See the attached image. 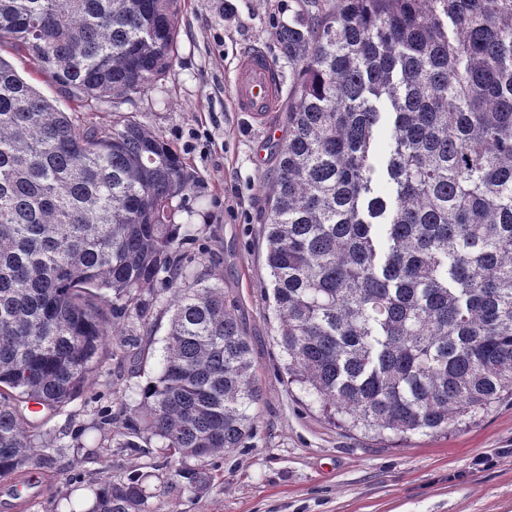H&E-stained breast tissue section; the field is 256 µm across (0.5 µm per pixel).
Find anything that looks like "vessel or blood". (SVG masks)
<instances>
[{
    "instance_id": "1",
    "label": "vessel or blood",
    "mask_w": 512,
    "mask_h": 512,
    "mask_svg": "<svg viewBox=\"0 0 512 512\" xmlns=\"http://www.w3.org/2000/svg\"><path fill=\"white\" fill-rule=\"evenodd\" d=\"M281 86L280 74L268 55L260 50L238 64L233 88L235 111L246 112L258 121L266 120Z\"/></svg>"
}]
</instances>
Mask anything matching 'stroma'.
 Here are the masks:
<instances>
[{"mask_svg":"<svg viewBox=\"0 0 512 512\" xmlns=\"http://www.w3.org/2000/svg\"><path fill=\"white\" fill-rule=\"evenodd\" d=\"M306 13L307 0H181L171 68L125 106L186 164L190 201L178 221L196 225L200 245L215 253L209 271L238 305L262 387L254 437L219 460L208 491L165 490L155 500L158 512H512V402L445 433L368 437L329 423L281 377L285 357L265 297L259 184L273 169L271 149L283 135L288 94L280 92L261 128L235 111L231 90L238 62L258 47L290 81L274 32ZM8 58L61 111L85 124H111V103L80 109L21 55ZM149 377L134 355L103 363L66 413L44 427L48 440L65 447L58 474L26 506L0 489V512H70L103 475L144 473L157 485L159 458L100 448L90 430L98 409L116 407L123 389Z\"/></svg>","mask_w":512,"mask_h":512,"instance_id":"1","label":"stroma"}]
</instances>
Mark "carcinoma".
<instances>
[{"instance_id": "carcinoma-1", "label": "carcinoma", "mask_w": 512, "mask_h": 512, "mask_svg": "<svg viewBox=\"0 0 512 512\" xmlns=\"http://www.w3.org/2000/svg\"><path fill=\"white\" fill-rule=\"evenodd\" d=\"M307 2L275 31L292 80L265 181L288 381L348 431L446 432L512 398V0ZM179 9L0 0V48L80 107L119 112L170 68ZM188 191L149 127L80 125L0 56L1 479L56 471L63 446L44 423L105 359L124 361L163 292L152 380L93 428L114 448L158 449L162 487L191 493L253 438L262 389L223 280L196 271L213 254L184 249ZM91 486L83 512H156L139 474ZM169 294L161 295L158 302L154 303L151 309L150 313V322L156 323V326L153 328L154 332L153 335L155 336V343L153 345L154 348V354L157 356L160 352L161 348V339L165 334L168 319H169V313H165V302Z\"/></svg>"}]
</instances>
